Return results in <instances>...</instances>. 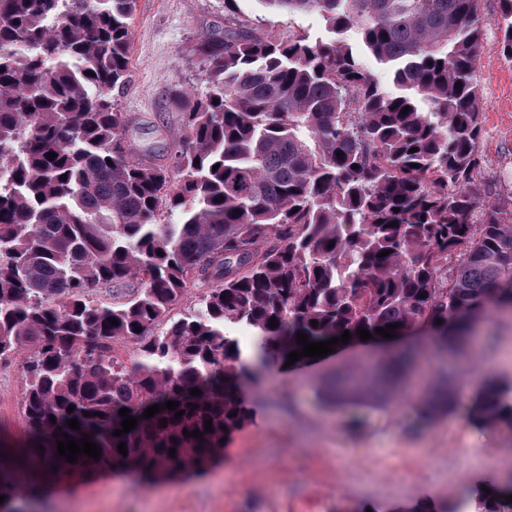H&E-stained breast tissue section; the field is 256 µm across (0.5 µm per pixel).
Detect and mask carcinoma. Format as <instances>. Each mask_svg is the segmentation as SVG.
<instances>
[{
  "mask_svg": "<svg viewBox=\"0 0 512 512\" xmlns=\"http://www.w3.org/2000/svg\"><path fill=\"white\" fill-rule=\"evenodd\" d=\"M137 2L0 0V359L27 352L29 434L0 450L11 466L0 512H17V492L39 493L55 470L150 480L205 469L249 421L243 381L301 350L300 331L320 342L425 327L434 348L458 353L475 318L512 310V208L472 188L479 0H259L318 15L327 36L315 40L268 36L224 0V32L195 45L205 89L170 94L184 137L161 164L133 157L115 111ZM497 27L511 61L512 0H500ZM134 280L128 297L98 301ZM195 284L193 308L174 318ZM228 322L252 329L249 350ZM120 340L140 344L137 359L115 354ZM413 357L407 348L362 381L338 374L322 397L389 404ZM452 401L426 393L416 412L428 421ZM123 408L138 424L116 437ZM471 421L512 430V383L483 378ZM66 434L92 436L100 459L58 456ZM488 488L475 512H512V481Z\"/></svg>",
  "mask_w": 512,
  "mask_h": 512,
  "instance_id": "obj_1",
  "label": "carcinoma"
}]
</instances>
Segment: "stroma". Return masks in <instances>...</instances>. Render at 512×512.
Returning a JSON list of instances; mask_svg holds the SVG:
<instances>
[{
  "label": "stroma",
  "instance_id": "obj_1",
  "mask_svg": "<svg viewBox=\"0 0 512 512\" xmlns=\"http://www.w3.org/2000/svg\"><path fill=\"white\" fill-rule=\"evenodd\" d=\"M239 14L280 37L316 38L319 16L288 17L259 0H239ZM487 20L477 64L483 109L475 188L512 202V62L498 43L499 0H481ZM224 0H139L133 20L130 81L117 109L129 123L136 158L174 146L183 135L170 102L173 87L197 85L192 51L206 31L223 29ZM490 348L478 357L431 356L432 369L457 371L456 386L473 391L482 376L512 383V314L491 312L473 330ZM385 345H343L334 353L263 375L252 418L224 442L210 469L132 487L124 474L101 470L47 482L39 496L19 492L18 512H442L472 495L478 481L512 477V432L469 422V401L428 427L414 410L367 406L336 410L320 387L338 366L368 365ZM22 357L0 361V442L18 446L25 433Z\"/></svg>",
  "mask_w": 512,
  "mask_h": 512
}]
</instances>
